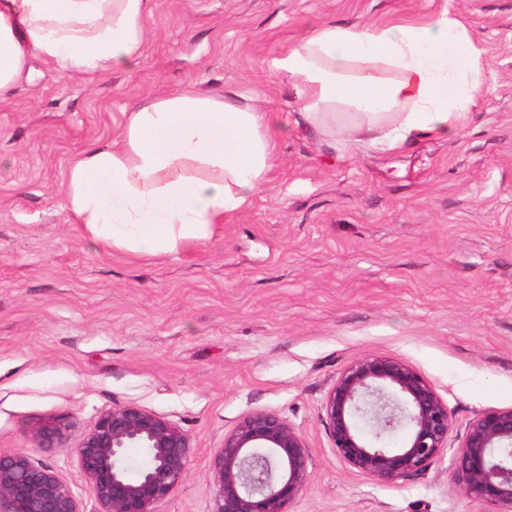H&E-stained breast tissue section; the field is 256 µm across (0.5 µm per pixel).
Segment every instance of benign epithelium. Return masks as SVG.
Wrapping results in <instances>:
<instances>
[{"instance_id":"benign-epithelium-1","label":"benign epithelium","mask_w":512,"mask_h":512,"mask_svg":"<svg viewBox=\"0 0 512 512\" xmlns=\"http://www.w3.org/2000/svg\"><path fill=\"white\" fill-rule=\"evenodd\" d=\"M322 410L336 455L350 469L382 485L429 466L450 449L448 404L408 363L386 355L353 361L327 391ZM68 426L51 423L35 434L51 448ZM403 430L391 447L384 436ZM512 408L469 422L452 452V479L468 498L494 512H512ZM141 448L148 464L126 475L125 449ZM191 440L174 421L137 405L102 413L83 433L76 452L96 500V512H156L185 478ZM310 455L302 436L283 418L255 410L224 433L212 463L214 512H288L305 490ZM6 512H83L71 484L22 449L0 451V505Z\"/></svg>"}]
</instances>
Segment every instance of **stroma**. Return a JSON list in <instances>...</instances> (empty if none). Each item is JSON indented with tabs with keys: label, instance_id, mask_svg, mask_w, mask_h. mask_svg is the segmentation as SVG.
<instances>
[{
	"label": "stroma",
	"instance_id": "stroma-1",
	"mask_svg": "<svg viewBox=\"0 0 512 512\" xmlns=\"http://www.w3.org/2000/svg\"><path fill=\"white\" fill-rule=\"evenodd\" d=\"M448 12L487 62V92L458 136L345 156L297 126L293 81L270 61L325 22ZM133 70L33 73L0 101V449L27 450L94 512L76 445L134 404L178 423L187 475L156 512H214L225 432L265 410L311 457L289 512H487L451 456L384 486L351 470L322 402L354 359L412 365L447 402L450 446L477 415L512 407V0H152ZM193 86L256 96L278 116L266 188L222 233L153 260L96 245L62 206L64 177L119 134L141 100ZM69 430L56 448L42 424Z\"/></svg>",
	"mask_w": 512,
	"mask_h": 512
}]
</instances>
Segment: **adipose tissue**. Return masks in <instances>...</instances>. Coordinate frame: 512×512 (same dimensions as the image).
<instances>
[{"instance_id": "ef3b65f1", "label": "adipose tissue", "mask_w": 512, "mask_h": 512, "mask_svg": "<svg viewBox=\"0 0 512 512\" xmlns=\"http://www.w3.org/2000/svg\"><path fill=\"white\" fill-rule=\"evenodd\" d=\"M150 3L0 0V99L34 59L67 77L133 68ZM271 68L296 81L299 122L330 148L454 137L487 90L479 49L444 12L416 23H324ZM275 121L233 91L147 98L111 142L71 164L64 206L106 250L152 259L203 244L263 191L277 159Z\"/></svg>"}]
</instances>
